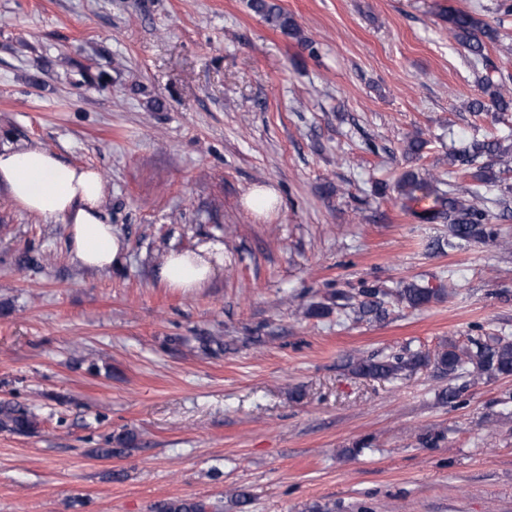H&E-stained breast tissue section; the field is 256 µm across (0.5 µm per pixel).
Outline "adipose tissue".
<instances>
[{"label": "adipose tissue", "mask_w": 512, "mask_h": 512, "mask_svg": "<svg viewBox=\"0 0 512 512\" xmlns=\"http://www.w3.org/2000/svg\"><path fill=\"white\" fill-rule=\"evenodd\" d=\"M0 186L20 209L61 220L80 265L105 271L123 260L127 245L102 216L103 189L96 171L65 164L45 149L6 147L0 149ZM223 262V243L207 241L170 252L158 276L169 287L190 291L206 286Z\"/></svg>", "instance_id": "ef3b65f1"}]
</instances>
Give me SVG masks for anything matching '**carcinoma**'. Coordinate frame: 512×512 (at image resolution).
Listing matches in <instances>:
<instances>
[{"instance_id":"carcinoma-1","label":"carcinoma","mask_w":512,"mask_h":512,"mask_svg":"<svg viewBox=\"0 0 512 512\" xmlns=\"http://www.w3.org/2000/svg\"><path fill=\"white\" fill-rule=\"evenodd\" d=\"M250 9L261 16L266 23L282 34L296 38L299 28L274 0H249ZM448 30L455 41L473 59L486 60V44L499 38L497 29L491 27L476 15L450 10L446 17ZM481 91L488 101L474 100L472 106L478 112L512 111V97L509 91L497 84L493 76L487 74L481 79ZM512 147L502 146L497 141L474 140L456 150L448 152V186L455 180L471 175L478 184L466 189L457 196L433 189L427 180L415 172L404 173L397 181L400 198L412 215L423 223L448 225V240L437 243L454 249L461 242H493L498 237L493 220L497 216L485 204L481 185L495 179L491 166L486 163L496 158L503 164L509 163ZM446 290L430 288L415 281H401L393 288H378L364 285L353 294L338 291L332 295L336 309L353 321H380L388 315L390 300H395L409 308H421L440 299ZM443 373L454 376L467 374L473 377L511 375L512 339L507 336H489L483 340H473L468 344L450 343L442 346L434 355L413 352L409 356L393 355L379 360H361L354 364L357 373L376 378H389L402 372L413 371L427 363ZM35 421L31 411L19 404L0 403V428L16 433H29ZM211 504L194 499H168L155 504L154 512H209Z\"/></svg>"}]
</instances>
